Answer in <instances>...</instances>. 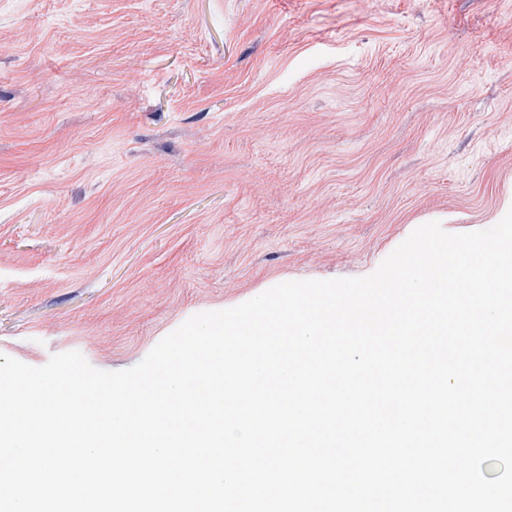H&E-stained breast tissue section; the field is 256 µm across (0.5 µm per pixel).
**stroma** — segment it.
I'll list each match as a JSON object with an SVG mask.
<instances>
[{
  "instance_id": "35a3bbf8",
  "label": "stroma",
  "mask_w": 512,
  "mask_h": 512,
  "mask_svg": "<svg viewBox=\"0 0 512 512\" xmlns=\"http://www.w3.org/2000/svg\"><path fill=\"white\" fill-rule=\"evenodd\" d=\"M512 209V0H0V356L191 316Z\"/></svg>"
}]
</instances>
